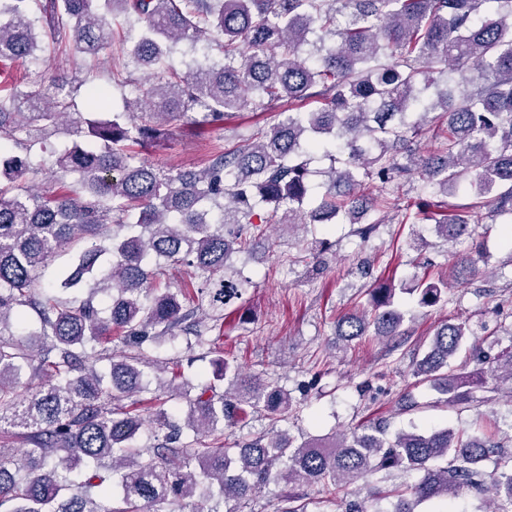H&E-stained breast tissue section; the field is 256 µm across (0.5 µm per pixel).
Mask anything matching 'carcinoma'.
Returning <instances> with one entry per match:
<instances>
[{"label": "carcinoma", "instance_id": "obj_1", "mask_svg": "<svg viewBox=\"0 0 512 512\" xmlns=\"http://www.w3.org/2000/svg\"><path fill=\"white\" fill-rule=\"evenodd\" d=\"M40 3L41 25L30 17ZM128 22L125 51L143 80L123 111L103 118L110 93L80 81L37 95L15 91L0 99V437L19 435L27 448H0V512H153L168 504L177 512H220L204 503L240 500L272 481L311 485L343 512H370L369 502L396 498L392 512H415L417 503L449 506L460 492L483 481L491 439L434 425L389 436L379 422L341 433L329 444L294 443L277 430L291 398L274 382H262L224 360L219 376L230 388L210 386L189 400L184 424L195 438L182 439L175 414L153 413L154 444L141 448L145 420L113 403L151 394L150 401L180 391L175 381L150 388L141 352L148 337L206 335L224 311L243 302L252 280L236 266L251 233L264 226L291 231L336 219L355 224L369 239L409 209L402 188L471 195L462 205H438L428 216L437 235L455 239L469 217L492 202L512 220V0H0V61L36 59L45 46L63 45L74 56L94 58L113 39L112 21ZM224 38L223 60L193 58L186 71L168 62L186 41ZM479 70V79L468 72ZM86 87L85 111L74 94ZM313 102L303 110L297 104ZM281 119L252 143L209 156L200 169L162 170L138 158L133 147L160 144L166 124L193 112L199 125L216 124L246 107ZM446 120L440 146L420 152L426 116ZM68 120L77 140L52 161H33L55 124ZM330 161L315 171L316 156ZM77 176L59 192L36 182L53 170ZM382 194L365 207L366 182ZM118 231L106 240L100 229ZM84 239L74 262L51 288H35L36 272L57 251ZM178 266L206 275L198 289L153 284ZM487 269L470 257L458 260L462 281ZM85 289L77 307L61 294ZM418 303L446 300L448 283L422 281ZM406 311L386 282L368 293L365 308L336 321L349 342L374 328L398 334ZM118 335L140 349L112 361L108 373L93 365L95 345ZM473 334L469 322H446L433 333L413 377L463 404L473 389H498L512 379V352L488 362L472 350L476 369L462 375L451 359ZM38 380L24 397L20 373ZM265 413L271 433L222 442L242 405ZM419 474L411 487L368 498L337 494L380 471ZM217 489L213 494L211 489ZM489 512H512V451L500 449L489 486Z\"/></svg>", "mask_w": 512, "mask_h": 512}]
</instances>
